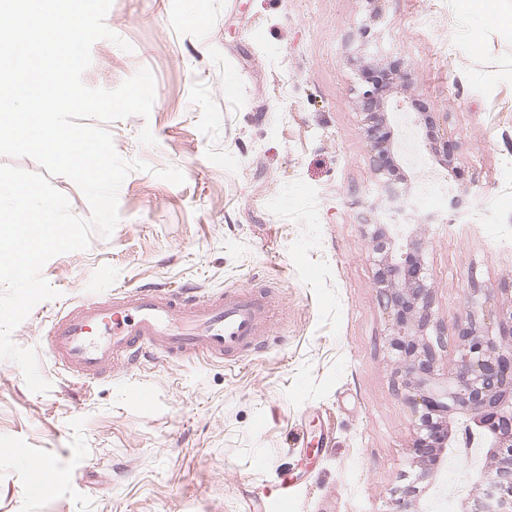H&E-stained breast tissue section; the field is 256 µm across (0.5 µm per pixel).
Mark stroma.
Wrapping results in <instances>:
<instances>
[{
    "label": "stroma",
    "mask_w": 512,
    "mask_h": 512,
    "mask_svg": "<svg viewBox=\"0 0 512 512\" xmlns=\"http://www.w3.org/2000/svg\"><path fill=\"white\" fill-rule=\"evenodd\" d=\"M512 0H113L117 41L83 74L113 89L155 78L149 116L107 123L142 160L111 235L58 255L44 301L13 333L37 351L49 392L0 360V512H396L419 470L413 413L391 385L389 330L359 214L385 206L360 94L379 71L396 118L392 177L404 224L428 240L434 315L464 327L469 282L512 306ZM128 49H121L120 41ZM428 172L424 193L399 114ZM175 166L176 186L156 177ZM267 281L280 304L263 351L235 365L163 359L86 384L41 349L65 307L143 284L200 293ZM61 478L31 491L32 463ZM427 512H459L480 452L449 455Z\"/></svg>",
    "instance_id": "1"
}]
</instances>
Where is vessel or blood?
I'll return each instance as SVG.
<instances>
[{
    "instance_id": "b4317fda",
    "label": "vessel or blood",
    "mask_w": 512,
    "mask_h": 512,
    "mask_svg": "<svg viewBox=\"0 0 512 512\" xmlns=\"http://www.w3.org/2000/svg\"><path fill=\"white\" fill-rule=\"evenodd\" d=\"M272 296L254 289L206 295L162 285L121 289L58 312L45 349L86 383L164 355L238 362L259 350Z\"/></svg>"
}]
</instances>
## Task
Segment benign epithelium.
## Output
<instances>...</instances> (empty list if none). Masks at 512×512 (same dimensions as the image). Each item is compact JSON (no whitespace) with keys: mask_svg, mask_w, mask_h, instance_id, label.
I'll return each mask as SVG.
<instances>
[{"mask_svg":"<svg viewBox=\"0 0 512 512\" xmlns=\"http://www.w3.org/2000/svg\"><path fill=\"white\" fill-rule=\"evenodd\" d=\"M368 136L381 175L391 144ZM364 228L377 266L375 290L390 323L393 386L415 416L421 479L434 482L448 452L461 439H474L484 466L474 476L466 512H512V310L484 313V289L471 281L473 312L457 338L456 359L440 377L444 336L434 321L435 287L424 275L427 240L407 224L366 218ZM397 509L423 512L418 493L404 492Z\"/></svg>","mask_w":512,"mask_h":512,"instance_id":"1","label":"benign epithelium"}]
</instances>
